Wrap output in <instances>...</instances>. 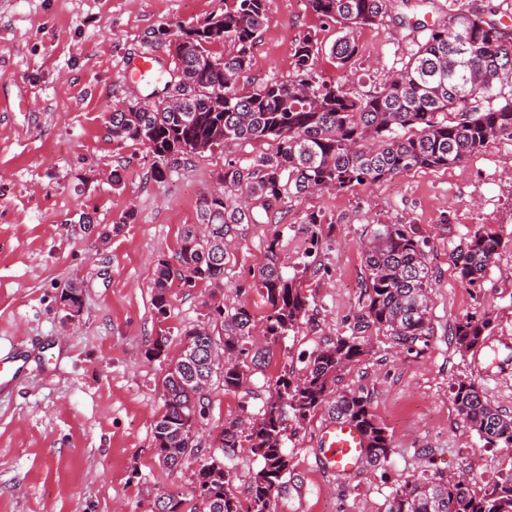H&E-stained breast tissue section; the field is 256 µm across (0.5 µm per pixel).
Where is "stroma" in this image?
<instances>
[{"instance_id":"35a3bbf8","label":"stroma","mask_w":512,"mask_h":512,"mask_svg":"<svg viewBox=\"0 0 512 512\" xmlns=\"http://www.w3.org/2000/svg\"><path fill=\"white\" fill-rule=\"evenodd\" d=\"M224 10V0H0V357L25 350L21 381L0 392V512H152L156 496L178 493L198 508L195 472L218 444L225 423L257 414L285 368L302 369L327 339L353 336L366 353L348 367L342 390H360L395 449L386 468L361 464L340 475L323 466L319 433L330 404L289 422L284 445L288 492L276 512H386L409 475L467 474L482 486L512 472V447L488 444L458 415L450 385L474 381L493 405L512 414V141L489 143L451 168L412 170L375 184L294 199L281 224H243L224 278L193 288L173 285L166 317L153 306L159 259H174L199 200L218 186L228 163L268 151L266 142H229L184 161L165 180L151 174L139 143L116 144L113 105L146 98L152 84L125 79L128 60L151 48L159 25L188 27ZM331 45L306 0H267L250 68V90L293 70L304 33ZM358 90L399 67L410 45L393 20L356 33ZM120 188H113V175ZM316 212L318 232L300 221ZM91 223H81L83 214ZM377 224H411L428 243L432 271L430 335L413 351L364 326L369 232ZM495 230L501 247L481 287H467L455 255L478 227ZM283 234L285 273L298 277L311 311L298 333L265 336L264 300L256 286L274 232ZM315 248L312 264L303 254ZM69 283L82 290L74 324L58 305ZM253 311L249 339L261 360L245 388L211 394L198 432L201 452L182 469L159 463L153 428L162 413L167 358L148 351L157 336L176 352L183 330L205 306ZM491 308L482 348L461 351L453 336L466 313Z\"/></svg>"}]
</instances>
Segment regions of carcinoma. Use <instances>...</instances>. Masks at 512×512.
<instances>
[{
  "label": "carcinoma",
  "instance_id": "carcinoma-1",
  "mask_svg": "<svg viewBox=\"0 0 512 512\" xmlns=\"http://www.w3.org/2000/svg\"><path fill=\"white\" fill-rule=\"evenodd\" d=\"M267 0H224V12L189 27L166 25L150 41L174 49L173 66L160 71L164 100L129 101L112 113V140L138 142L153 158L152 174L164 179L178 163L194 156L200 144L210 151L226 142H271V151L246 163H230L219 181L222 188L201 198L198 224L210 227L199 239L196 226L185 229L176 264L158 261L152 304L167 314L169 290L176 282L194 288L224 278L228 243L240 224H260L288 202L313 191L343 190L387 179L417 168L458 165L488 143L512 140V33L496 21L497 8L470 7L452 0L444 25L428 27L417 16L432 0H306L322 25L338 29L330 47L307 32L294 50V68L255 89L237 86L249 69L266 19ZM396 13L398 25L418 35L400 69L360 92L344 80H332L317 69L327 51L338 69H353L358 56L355 30L378 25ZM501 246L499 234L483 227L458 250L461 281L479 288ZM426 240L411 224H378L365 250L368 271L362 320L410 351L429 335L431 270ZM281 234L267 244L258 284L265 305L264 335L274 339L300 328L309 312L296 277L283 272ZM207 321L183 332L201 357H218L205 333L220 327L224 371L203 368L196 386L226 392L248 379V338L255 316L245 306H216ZM494 312L471 313L455 324L453 336L465 352L481 347ZM365 355L354 337L329 339L316 350L305 371H286L260 416L235 420L219 432L221 455H213L196 473L198 497L207 512H275L274 502L288 492V439L285 409L301 422L328 398L336 419L357 426L366 440L364 460L385 467L393 453L386 429L374 418L369 402L354 391L335 392L341 372ZM196 361L182 359L165 375L164 411L154 424L160 463L171 469L199 451L189 421L196 412V391L186 387ZM462 420L490 445L512 447V415L491 405L467 379L451 385ZM246 447L261 460L253 475L248 506L232 493V468L224 459ZM386 512H512V473L475 488L461 478L412 476L392 492Z\"/></svg>",
  "mask_w": 512,
  "mask_h": 512
}]
</instances>
